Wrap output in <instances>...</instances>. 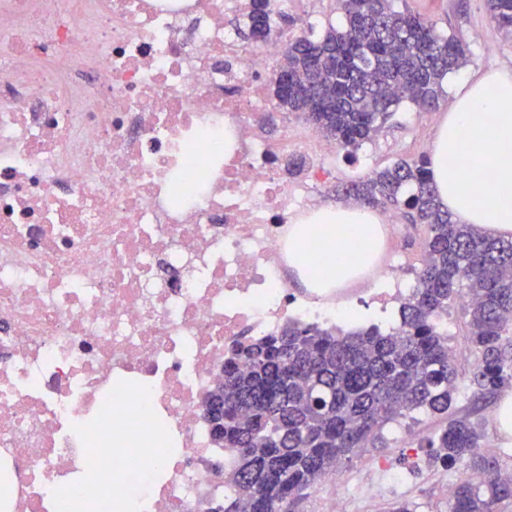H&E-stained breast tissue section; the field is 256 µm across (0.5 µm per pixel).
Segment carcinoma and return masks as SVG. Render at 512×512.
I'll list each match as a JSON object with an SVG mask.
<instances>
[{"mask_svg": "<svg viewBox=\"0 0 512 512\" xmlns=\"http://www.w3.org/2000/svg\"><path fill=\"white\" fill-rule=\"evenodd\" d=\"M497 28L512 39V0H485ZM342 26L288 39L276 78L277 108L301 114L324 138L353 151L373 139L403 105L432 110L448 76L466 63L454 33L395 0H339ZM286 12L250 0L238 33L283 34ZM426 157L398 160L344 190L367 206L391 207L422 224L424 260L400 305L395 329L348 322L338 328L292 322L279 333L241 343L224 360V383L207 403L213 437L233 451L224 467V512H296L305 491L363 448L383 427L416 414L446 415L460 383L442 317L463 300L474 363L464 378L475 395L512 383V240L459 224L438 200ZM481 425L450 417L426 438L431 458L466 473L449 495V512H499L512 502V479L480 453Z\"/></svg>", "mask_w": 512, "mask_h": 512, "instance_id": "obj_1", "label": "carcinoma"}]
</instances>
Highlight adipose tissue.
Returning a JSON list of instances; mask_svg holds the SVG:
<instances>
[{
	"label": "adipose tissue",
	"mask_w": 512,
	"mask_h": 512,
	"mask_svg": "<svg viewBox=\"0 0 512 512\" xmlns=\"http://www.w3.org/2000/svg\"><path fill=\"white\" fill-rule=\"evenodd\" d=\"M429 169L441 204L460 223L512 239V69L457 86ZM288 239L303 287L341 289L366 280L382 245L380 217L366 206L329 207L300 217Z\"/></svg>",
	"instance_id": "ef3b65f1"
}]
</instances>
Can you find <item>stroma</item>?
I'll use <instances>...</instances> for the list:
<instances>
[{"mask_svg":"<svg viewBox=\"0 0 512 512\" xmlns=\"http://www.w3.org/2000/svg\"><path fill=\"white\" fill-rule=\"evenodd\" d=\"M415 11L435 21L438 28L456 33L467 45V62L458 73L448 78V91H455L460 77L478 70L512 68V41L505 39L491 22L484 0H408ZM340 21L336 0H293L288 9V30L301 33L310 21ZM448 113L447 102H440L433 112H419L405 107L398 112L372 141L363 144L355 153L337 149L335 157L322 158L327 173L317 189L318 199L326 205L342 204L341 186L364 178L371 170L397 160H412L429 154L437 130ZM384 239L376 261L385 268L395 263L401 266L399 280L389 278L372 280L375 288L398 286L412 289L423 259L422 242L426 236L423 225L411 224L399 213H389L381 222ZM512 395V385L500 388L481 406H474L471 393L460 389L454 410L458 413L478 411L482 420L486 444L484 450L498 458L502 469L512 471V460L506 456L512 447V437L498 438L493 419L499 399ZM444 418L427 415L417 420H401L388 424L383 430L385 447L365 449L340 469L349 489L359 490L353 502L355 512H390L393 504L409 499L419 506L418 512H448V504L441 495L437 477L427 462L424 446L427 435L439 430ZM404 471L405 483L371 496L365 489L375 484L384 469Z\"/></svg>","mask_w":512,"mask_h":512,"instance_id":"35a3bbf8","label":"stroma"}]
</instances>
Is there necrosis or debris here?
<instances>
[{
	"label": "necrosis or debris",
	"instance_id": "obj_1",
	"mask_svg": "<svg viewBox=\"0 0 512 512\" xmlns=\"http://www.w3.org/2000/svg\"><path fill=\"white\" fill-rule=\"evenodd\" d=\"M244 0H0V512H222L231 449L203 405L240 339L339 325L293 285L314 211L263 135L273 38Z\"/></svg>",
	"mask_w": 512,
	"mask_h": 512
}]
</instances>
